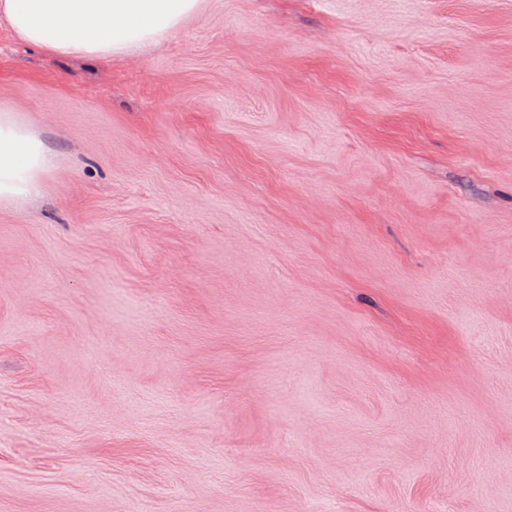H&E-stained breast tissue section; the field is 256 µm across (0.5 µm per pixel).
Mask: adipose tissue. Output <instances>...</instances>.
I'll list each match as a JSON object with an SVG mask.
<instances>
[{
	"label": "adipose tissue",
	"instance_id": "ef3b65f1",
	"mask_svg": "<svg viewBox=\"0 0 512 512\" xmlns=\"http://www.w3.org/2000/svg\"><path fill=\"white\" fill-rule=\"evenodd\" d=\"M202 0H0V22L26 43L56 55L127 56L173 36ZM56 156L0 105V203L38 196Z\"/></svg>",
	"mask_w": 512,
	"mask_h": 512
}]
</instances>
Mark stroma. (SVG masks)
<instances>
[{"label":"stroma","instance_id":"35a3bbf8","mask_svg":"<svg viewBox=\"0 0 512 512\" xmlns=\"http://www.w3.org/2000/svg\"><path fill=\"white\" fill-rule=\"evenodd\" d=\"M0 104V512H512V0H204ZM17 111L0 105V203L38 196L56 155L25 126Z\"/></svg>","mask_w":512,"mask_h":512}]
</instances>
